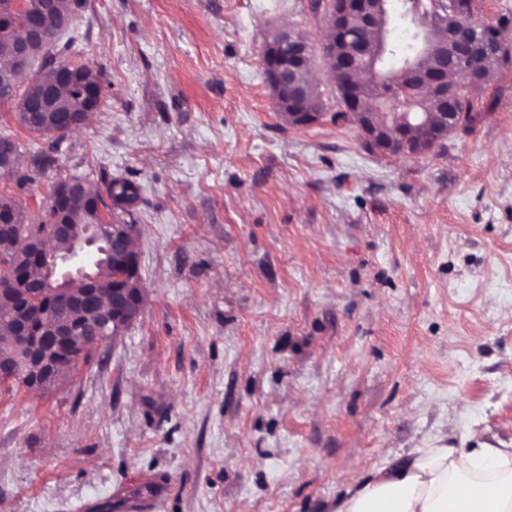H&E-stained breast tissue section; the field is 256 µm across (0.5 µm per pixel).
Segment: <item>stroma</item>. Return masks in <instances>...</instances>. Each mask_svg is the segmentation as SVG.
I'll use <instances>...</instances> for the list:
<instances>
[{"label":"stroma","mask_w":512,"mask_h":512,"mask_svg":"<svg viewBox=\"0 0 512 512\" xmlns=\"http://www.w3.org/2000/svg\"><path fill=\"white\" fill-rule=\"evenodd\" d=\"M61 42L105 93L16 199L135 181L144 304L62 386L0 387V512H328L411 449L512 448V61L469 131L384 156L332 120L311 0H84ZM277 38V32L271 34L270 40L274 41ZM283 43L290 44L288 55L284 56L280 52V45ZM312 47L310 43L295 35L290 30H279L276 44H268L264 53V66L267 69V75L273 86V99L276 109L280 107H288L296 117H301L303 112H300L302 107L304 112H309L308 122H314L319 119V114L322 111L321 104L318 96L313 91L309 98L306 100L308 87L299 85L295 76L299 72V78L305 84L310 85L308 73L312 68ZM308 72V73H306ZM305 102V105L303 106Z\"/></svg>","instance_id":"obj_1"}]
</instances>
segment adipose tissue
Instances as JSON below:
<instances>
[{"label": "adipose tissue", "instance_id": "obj_1", "mask_svg": "<svg viewBox=\"0 0 512 512\" xmlns=\"http://www.w3.org/2000/svg\"><path fill=\"white\" fill-rule=\"evenodd\" d=\"M331 512H512V451L412 449L359 481Z\"/></svg>", "mask_w": 512, "mask_h": 512}]
</instances>
